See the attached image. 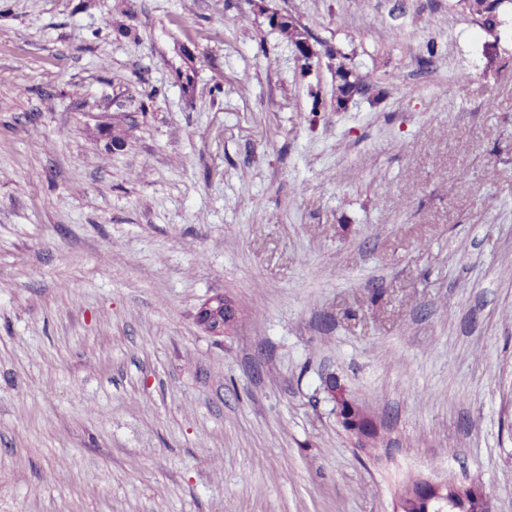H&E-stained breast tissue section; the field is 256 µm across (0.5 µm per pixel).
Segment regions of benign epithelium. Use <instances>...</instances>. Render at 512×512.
Segmentation results:
<instances>
[{"instance_id": "benign-epithelium-1", "label": "benign epithelium", "mask_w": 512, "mask_h": 512, "mask_svg": "<svg viewBox=\"0 0 512 512\" xmlns=\"http://www.w3.org/2000/svg\"><path fill=\"white\" fill-rule=\"evenodd\" d=\"M195 320L204 331L221 336L224 334V321H239L241 313L232 298L216 294L200 306ZM337 417L359 448L370 447L380 435V426L364 404L349 399L345 407L337 410ZM415 489L427 507L434 504L439 508L448 507V512H460V509L472 506L475 512H495L492 498L485 489L466 481L420 476Z\"/></svg>"}]
</instances>
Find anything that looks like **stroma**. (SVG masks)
Here are the masks:
<instances>
[{"mask_svg":"<svg viewBox=\"0 0 512 512\" xmlns=\"http://www.w3.org/2000/svg\"><path fill=\"white\" fill-rule=\"evenodd\" d=\"M336 51L386 96L337 111ZM419 474L512 512V23L0 0V512H392ZM282 20L280 25L278 26V31L285 36L288 42L292 44H297L303 35L312 36L310 30L305 25L301 24L298 20L294 19L292 16H288L284 18L283 15H274L272 16V23L274 26H277L278 23ZM241 320V313L236 302L224 294H216L207 299L195 315L196 323L206 332L223 336L224 320ZM337 417L343 427L355 440L358 448H370L375 438L380 435V426L371 416L366 405L348 399L345 407L337 409Z\"/></svg>","mask_w":512,"mask_h":512,"instance_id":"stroma-1","label":"stroma"}]
</instances>
